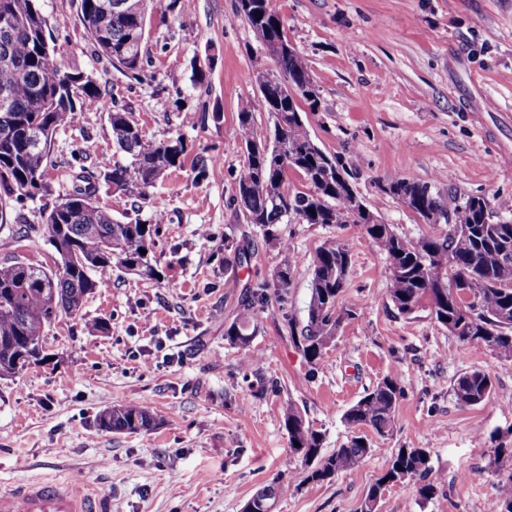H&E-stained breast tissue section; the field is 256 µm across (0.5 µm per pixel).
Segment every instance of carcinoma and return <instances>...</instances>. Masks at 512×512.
<instances>
[{
  "instance_id": "obj_1",
  "label": "carcinoma",
  "mask_w": 512,
  "mask_h": 512,
  "mask_svg": "<svg viewBox=\"0 0 512 512\" xmlns=\"http://www.w3.org/2000/svg\"><path fill=\"white\" fill-rule=\"evenodd\" d=\"M112 0H80L81 21L94 54L127 72L140 71L146 37V18L115 12ZM14 24H0V99L9 101L0 111V224L7 222L6 205L52 194L46 180L48 144L52 135L68 125L102 93L94 79L78 70H66L51 46L52 24L40 0H0V16ZM261 44L285 36L276 29L282 20L269 0H252L242 13ZM280 77L266 84V109L282 127L277 154L259 150L247 157L237 179L234 201L246 221L259 226L265 240H278L279 225L287 218L304 224H348L371 239L386 255L388 298L409 314L422 305L437 323L463 342L489 349L497 358L512 362V221L494 215L480 196L455 197L447 206L430 188L408 178L387 181L389 194L411 211L450 213L454 221L447 233L418 240L397 234L391 225L375 221L372 213L355 211L356 192L340 165L311 138L300 113L299 101L318 103L308 66L293 52L277 60ZM292 91L284 92L282 81ZM112 132L120 150L132 158L130 165L102 163L105 183L117 192L134 186L139 195L164 175L184 165L188 147L184 140H145L138 124L124 112L111 114ZM238 135L243 144L257 141L253 112L238 114ZM301 173L309 190L288 188V171ZM98 188L79 173L72 189L44 210L42 230L57 255L54 266L14 257L0 262V378L19 375L31 364L47 358L45 344L51 327L73 316L84 299L104 287L112 263L147 280L161 278L153 247L160 220L146 226L123 224L96 201ZM146 253H141V250ZM352 248L344 239L323 242L312 259L311 298L303 327L288 319L291 339L308 363L315 367L334 338L336 327L353 319L356 310L339 305L351 267ZM294 261L283 262L272 281L250 291L235 317L224 327V341L249 347L256 336L259 313L270 296L284 304L288 297ZM491 374L473 369L453 383L458 404L469 407L487 402L493 390ZM401 377L394 372L360 397L344 414L356 433L340 447L323 454L324 435L313 428L292 400L284 402L281 417L288 433L289 456L299 462L302 482L324 483L363 465L373 452L363 430L387 438L396 428V409L402 396ZM98 426L109 432L134 434L157 425L149 408L118 404L102 411ZM497 496L493 512H512V449L494 450ZM416 481L417 492L430 499L436 492L426 448H397L388 467L367 490L359 512L378 501L386 487L403 479ZM289 482L276 478L259 489L250 501L256 512H274L277 499Z\"/></svg>"
}]
</instances>
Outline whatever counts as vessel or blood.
Here are the masks:
<instances>
[{
    "instance_id": "b4317fda",
    "label": "vessel or blood",
    "mask_w": 512,
    "mask_h": 512,
    "mask_svg": "<svg viewBox=\"0 0 512 512\" xmlns=\"http://www.w3.org/2000/svg\"><path fill=\"white\" fill-rule=\"evenodd\" d=\"M103 500L65 480L36 479L0 493V512H103Z\"/></svg>"
}]
</instances>
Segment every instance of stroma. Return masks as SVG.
Listing matches in <instances>:
<instances>
[{"label": "stroma", "mask_w": 512, "mask_h": 512, "mask_svg": "<svg viewBox=\"0 0 512 512\" xmlns=\"http://www.w3.org/2000/svg\"><path fill=\"white\" fill-rule=\"evenodd\" d=\"M53 45L66 69L91 74L105 106L52 137L48 180L70 191V172L99 173L101 161L129 164L115 145L110 116L129 113L146 140L177 136L192 144L183 168L138 193L98 185V202L123 222H154L162 213L154 255L164 272L145 280L113 266L107 287L86 297L78 316L48 334L50 361L0 379V492L33 479L78 482L107 512H242L273 478L294 481L280 406L298 404L324 435V450L346 442L343 416L386 374L404 387L396 430L373 438L359 468L331 482L289 487L275 512H357L392 450L430 451L437 491L422 499L412 481L385 490L379 512H491L496 486L493 448H512V362L468 345L428 307L401 314L387 297L384 253L355 228L291 222L280 241H265L233 202L247 156L238 114L250 106L257 137L273 120L256 84L274 70L235 0H151L143 68L131 75L96 57L80 17V0H41ZM285 33L308 65L318 98L302 105L311 138L335 156L367 208L411 239L447 232L427 224L383 191L405 177L441 196H484L512 220V0H271ZM210 61L204 84L192 67ZM192 122H185V115ZM208 173L197 178V158ZM43 201L26 202L22 224H0V260L17 256L52 264L40 230ZM207 225L210 239L198 236ZM352 245L342 323L317 366L288 333L304 322L311 295L310 261L326 240ZM251 252L225 266V245ZM286 303L270 301L258 319L252 360L228 345L224 328L245 289L270 279L288 256ZM106 324L103 332L94 323ZM490 372L489 402L461 407L452 390L464 372ZM150 406L160 424L138 434L99 429V413L118 403Z\"/></svg>", "instance_id": "1"}]
</instances>
